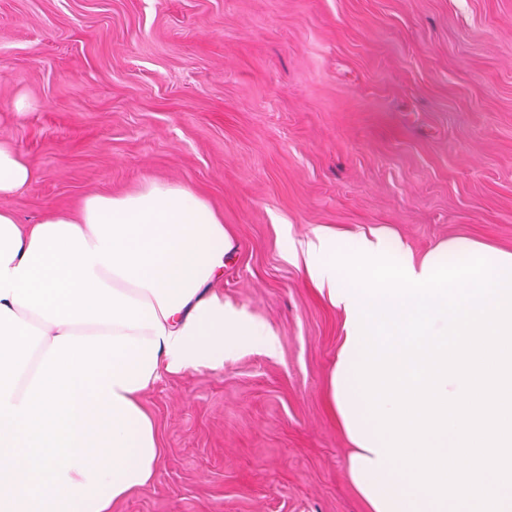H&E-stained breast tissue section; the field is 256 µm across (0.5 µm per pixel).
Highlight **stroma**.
<instances>
[{
  "label": "stroma",
  "instance_id": "obj_1",
  "mask_svg": "<svg viewBox=\"0 0 512 512\" xmlns=\"http://www.w3.org/2000/svg\"><path fill=\"white\" fill-rule=\"evenodd\" d=\"M0 141L37 176L0 199L24 224L203 197L236 243L215 291L275 340L141 395L161 457L112 512H367L326 398L344 316L289 244L512 252V0H0Z\"/></svg>",
  "mask_w": 512,
  "mask_h": 512
}]
</instances>
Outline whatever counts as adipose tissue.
<instances>
[{
  "mask_svg": "<svg viewBox=\"0 0 512 512\" xmlns=\"http://www.w3.org/2000/svg\"><path fill=\"white\" fill-rule=\"evenodd\" d=\"M32 169L0 142V197L27 189ZM381 248L415 273L468 257L476 243L440 244L416 261L400 241L314 230L307 274L340 308L361 305L331 270L334 250ZM235 250L219 214L189 189L153 181L87 196L78 214L19 224L0 208V512H112L148 487L160 461L140 395L162 372L220 368L244 344L274 350L266 328L213 289ZM338 355L330 398L352 445L348 477L370 512H449L390 474L362 418L351 362Z\"/></svg>",
  "mask_w": 512,
  "mask_h": 512,
  "instance_id": "ef3b65f1",
  "label": "adipose tissue"
}]
</instances>
